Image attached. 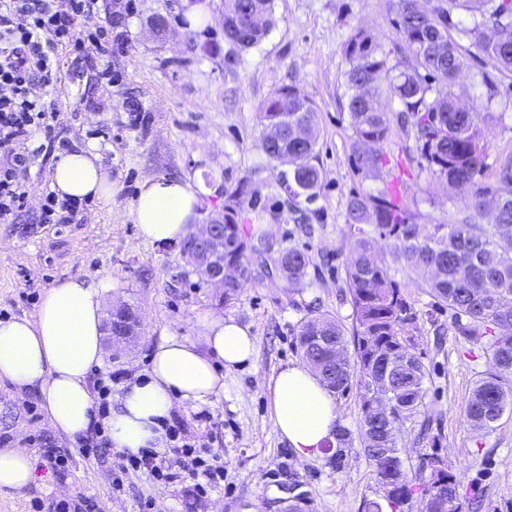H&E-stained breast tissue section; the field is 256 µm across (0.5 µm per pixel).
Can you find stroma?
Listing matches in <instances>:
<instances>
[{"label": "stroma", "instance_id": "35a3bbf8", "mask_svg": "<svg viewBox=\"0 0 512 512\" xmlns=\"http://www.w3.org/2000/svg\"><path fill=\"white\" fill-rule=\"evenodd\" d=\"M96 0L90 14L74 23L85 37L83 56L61 53L60 79L46 99L60 109L53 132L73 148L100 149L116 193L110 208L87 202L79 223L44 224L53 159L44 131L25 144L31 157L17 178L28 195L15 219L0 220V318L34 314L43 292L70 276L98 284L111 276L106 303L124 301L142 315V333L130 353L105 355L90 380L111 378L113 390L146 368L162 329L201 342L205 315L219 313L249 326L257 339L254 360L224 373V397L197 408H175L187 443L201 464L219 463L224 478L195 491L191 483L164 484L147 472L124 474L126 455H74L66 468L43 459L40 445L67 448L75 438L54 431L34 393H0V448L21 447L36 459L35 480L23 494L0 493V512H38L39 505L92 499L98 512H286L294 493L312 512H363L364 500L380 487L361 448L301 460L286 448L269 416L270 376L300 363L297 333L312 312L330 313L345 329L355 320L345 282L351 193L392 186L414 216L431 228L456 223L467 206L445 181L419 170L412 159L413 137L393 126L384 146L387 165L379 176L359 173L351 161L353 129L345 108L348 68L344 48L356 28L378 38L389 61L399 59L388 0H274V24L257 45L243 49L224 39V0H214L213 20L189 29L180 0ZM114 21L119 50L105 55L87 35ZM468 67L453 93L492 113V139L482 180L495 184L501 162L512 155V73L470 47ZM110 65L116 84L98 83ZM494 90H487L484 79ZM295 86L318 109L317 150L324 172L315 196L290 200L282 186L285 165L272 163L260 147V107L280 87ZM147 116L131 125L130 109ZM147 176L202 179L201 217L224 209L226 191L245 186L239 224L254 247L249 274L237 297L201 280L179 245H152L128 218L138 185ZM297 247L311 258L298 287H288L276 270L281 250ZM418 312L421 359L429 372L420 415L442 433V455L460 481L463 504L481 501L480 512H512V415L480 435L466 418L472 388L489 368L479 347L458 336L451 312L436 308L424 283L404 280Z\"/></svg>", "mask_w": 512, "mask_h": 512}]
</instances>
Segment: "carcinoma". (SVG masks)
I'll use <instances>...</instances> for the list:
<instances>
[{"label":"carcinoma","instance_id":"carcinoma-1","mask_svg":"<svg viewBox=\"0 0 512 512\" xmlns=\"http://www.w3.org/2000/svg\"><path fill=\"white\" fill-rule=\"evenodd\" d=\"M272 10L273 0H229L224 40L243 48L259 43L272 26ZM455 11L472 24L454 22ZM390 13L401 55L395 64H388L377 37L364 27L345 48L354 162L368 176L381 173L387 162L383 145L391 134L385 105L394 99L413 131L417 167L465 195L469 213L425 233L390 188L352 196L345 217V276L356 328L349 340L334 317H307L299 324L297 349L322 364L319 377L329 391L344 392L354 384L359 389L360 445L381 490L380 498L365 502L364 512H403L415 496L425 501V512H462L459 481L441 455V434L419 429L430 452L417 474L407 476L397 455V434L417 425L428 372L417 354L419 315L396 273L423 278L437 303L456 315L458 334L489 354L491 370L476 381L466 412L474 431L494 430L505 414L512 415V157L500 165L497 184L481 181L493 116L472 105L459 111L450 87L467 65L460 35L512 73V0H434L428 10L419 0H391ZM261 123L268 159L275 162L284 153L292 158L285 190L312 196L322 181L316 106L295 88L281 87L262 104ZM243 194L241 187L225 192L220 216L224 262L238 265V278L224 283L226 301L248 273L249 244L238 222ZM482 215L491 223H476ZM380 240L383 249L377 248ZM279 262L288 268V286L296 287L310 258L288 248Z\"/></svg>","mask_w":512,"mask_h":512}]
</instances>
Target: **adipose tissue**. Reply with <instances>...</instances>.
Listing matches in <instances>:
<instances>
[{"mask_svg":"<svg viewBox=\"0 0 512 512\" xmlns=\"http://www.w3.org/2000/svg\"><path fill=\"white\" fill-rule=\"evenodd\" d=\"M51 187L62 198L107 207L115 187L97 149L62 154ZM202 185L184 179L144 178L129 212L137 235L151 244H175L198 224ZM111 280L91 285L77 277L55 281L29 317L0 320V383L6 394L37 392L50 426L74 437L88 431L96 412L88 377L103 361L104 295ZM204 343L163 331L148 366L124 384L104 421L117 451L138 456L165 448V423L175 405L199 407L224 395V373L250 363L256 338L249 327L219 314L204 317ZM271 421L299 458L321 455L341 427L330 391L306 365L271 375ZM35 458L22 448H0V491L22 493L34 480Z\"/></svg>","mask_w":512,"mask_h":512,"instance_id":"obj_1","label":"adipose tissue"}]
</instances>
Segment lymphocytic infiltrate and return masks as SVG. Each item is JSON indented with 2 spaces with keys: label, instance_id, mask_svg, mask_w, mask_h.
<instances>
[{
  "label": "lymphocytic infiltrate",
  "instance_id": "1",
  "mask_svg": "<svg viewBox=\"0 0 512 512\" xmlns=\"http://www.w3.org/2000/svg\"><path fill=\"white\" fill-rule=\"evenodd\" d=\"M93 0H0V219L22 211L26 191L16 179L27 165L24 149L33 129L49 128L58 110L46 105L47 87L59 79L61 51L82 54L74 21Z\"/></svg>",
  "mask_w": 512,
  "mask_h": 512
}]
</instances>
